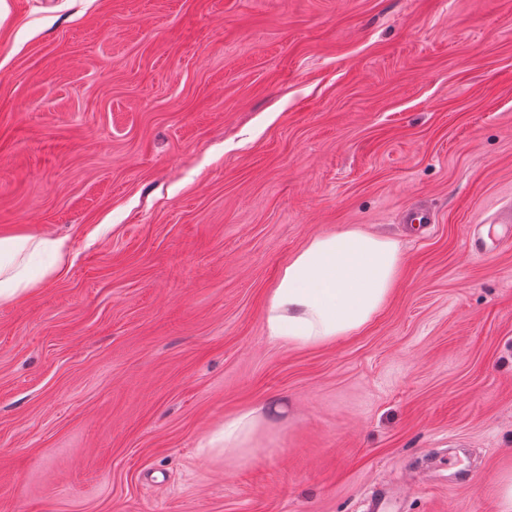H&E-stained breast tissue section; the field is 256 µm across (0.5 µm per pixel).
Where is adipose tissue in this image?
I'll return each mask as SVG.
<instances>
[{"mask_svg":"<svg viewBox=\"0 0 512 512\" xmlns=\"http://www.w3.org/2000/svg\"><path fill=\"white\" fill-rule=\"evenodd\" d=\"M65 242L51 235L0 236V303L28 296L41 279L31 260L57 269ZM399 241L356 226L312 238L281 270L265 300L270 339L294 347H323L366 328L389 302L401 275ZM285 409L266 401L225 420L209 451L245 455L276 427Z\"/></svg>","mask_w":512,"mask_h":512,"instance_id":"obj_1","label":"adipose tissue"}]
</instances>
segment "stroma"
I'll return each instance as SVG.
<instances>
[{
	"label": "stroma",
	"instance_id": "1",
	"mask_svg": "<svg viewBox=\"0 0 512 512\" xmlns=\"http://www.w3.org/2000/svg\"><path fill=\"white\" fill-rule=\"evenodd\" d=\"M509 201L512 0H0V232L68 239L0 304V512H498ZM350 225L403 245L388 305L270 340L280 269ZM285 413L279 401H266L224 420V426L213 431L208 450L217 454L234 453L244 456L256 439L276 427Z\"/></svg>",
	"mask_w": 512,
	"mask_h": 512
}]
</instances>
